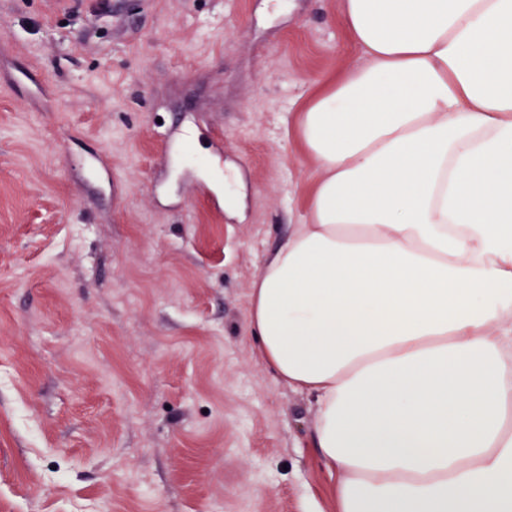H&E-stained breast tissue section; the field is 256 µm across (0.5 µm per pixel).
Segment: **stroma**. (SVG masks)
I'll return each mask as SVG.
<instances>
[{
	"mask_svg": "<svg viewBox=\"0 0 512 512\" xmlns=\"http://www.w3.org/2000/svg\"><path fill=\"white\" fill-rule=\"evenodd\" d=\"M338 0H0V512H338L248 330ZM194 131L201 170L178 147Z\"/></svg>",
	"mask_w": 512,
	"mask_h": 512,
	"instance_id": "obj_1",
	"label": "stroma"
}]
</instances>
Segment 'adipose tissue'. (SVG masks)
Instances as JSON below:
<instances>
[{"mask_svg": "<svg viewBox=\"0 0 512 512\" xmlns=\"http://www.w3.org/2000/svg\"><path fill=\"white\" fill-rule=\"evenodd\" d=\"M317 178L249 330L316 408L339 512H512V0H340Z\"/></svg>", "mask_w": 512, "mask_h": 512, "instance_id": "adipose-tissue-1", "label": "adipose tissue"}]
</instances>
